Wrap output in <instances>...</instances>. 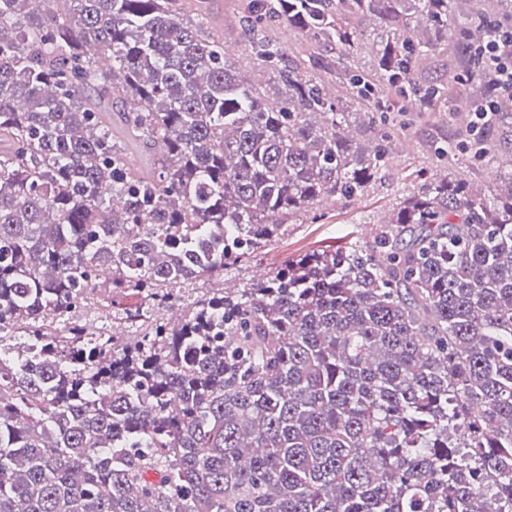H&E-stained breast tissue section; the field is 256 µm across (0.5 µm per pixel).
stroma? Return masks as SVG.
<instances>
[{
  "label": "stroma",
  "mask_w": 512,
  "mask_h": 512,
  "mask_svg": "<svg viewBox=\"0 0 512 512\" xmlns=\"http://www.w3.org/2000/svg\"><path fill=\"white\" fill-rule=\"evenodd\" d=\"M224 2V41L235 45L227 61L236 71H253L250 52L239 35L237 26L240 0ZM455 128L447 113L434 112L415 120L406 131L393 132L394 150L379 177L365 194L355 200L334 199L316 206L314 215L301 223L285 225L279 235L258 250L249 262L225 271L223 280L205 277L182 284L179 290L183 305H191L209 289L225 285L241 288L260 274L281 268L288 260L317 250L344 249L375 236L381 223L412 192L419 190L425 175L439 171L437 147L447 145Z\"/></svg>",
  "instance_id": "1"
}]
</instances>
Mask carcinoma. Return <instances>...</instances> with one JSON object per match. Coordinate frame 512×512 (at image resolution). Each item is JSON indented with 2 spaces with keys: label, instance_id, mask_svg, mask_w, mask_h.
Listing matches in <instances>:
<instances>
[{
  "label": "carcinoma",
  "instance_id": "cac0c4a2",
  "mask_svg": "<svg viewBox=\"0 0 512 512\" xmlns=\"http://www.w3.org/2000/svg\"><path fill=\"white\" fill-rule=\"evenodd\" d=\"M67 2L0 0V343L42 350L0 351V512H512V98L486 122L453 94L467 73L488 94L466 46L512 0H241L254 66L288 89L272 100L205 0ZM439 49L454 74L424 88ZM405 100L465 122L438 155L476 158L485 188L433 174L373 245L216 288L119 351L57 325L117 293L143 323L361 194L386 156L368 132ZM266 34L280 43L289 45L294 55L304 57L308 48L306 42L297 31L288 29L286 24L273 23L267 28ZM219 280L207 277L192 279L182 284L179 288L183 306L191 305L198 297L209 291L210 288H220Z\"/></svg>",
  "mask_w": 512,
  "mask_h": 512
}]
</instances>
